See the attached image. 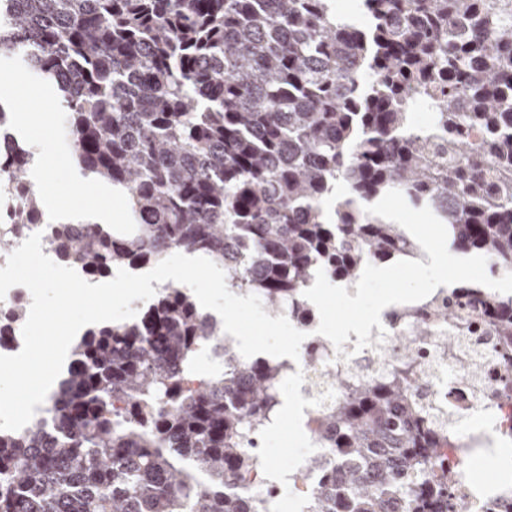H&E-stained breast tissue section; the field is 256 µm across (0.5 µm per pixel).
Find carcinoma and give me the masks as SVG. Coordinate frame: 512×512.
<instances>
[{"label": "carcinoma", "instance_id": "1", "mask_svg": "<svg viewBox=\"0 0 512 512\" xmlns=\"http://www.w3.org/2000/svg\"><path fill=\"white\" fill-rule=\"evenodd\" d=\"M0 0V55L60 97L77 168L126 199L130 224H56L60 261L93 278L171 252L224 267L274 312L321 268L350 282L416 244L365 212L398 189L453 245L512 268V0ZM432 106L418 128V98ZM0 99V166L34 152ZM347 187L333 216L323 200ZM44 213L37 194L18 223ZM467 298L512 339V296ZM221 365L202 374L203 353ZM279 360H243L216 319L166 287L141 319L88 329L42 420L0 430V512H243L231 476L277 407ZM398 377L363 378L318 419L344 467L310 512H463L453 435Z\"/></svg>", "mask_w": 512, "mask_h": 512}]
</instances>
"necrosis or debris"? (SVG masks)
Instances as JSON below:
<instances>
[{
  "mask_svg": "<svg viewBox=\"0 0 512 512\" xmlns=\"http://www.w3.org/2000/svg\"><path fill=\"white\" fill-rule=\"evenodd\" d=\"M30 304L31 296L22 286L11 288L0 301V322L9 328L7 339L0 342V355H13L21 350L22 324L14 320L13 310ZM449 304L467 327L462 338L464 349L481 361L478 375L466 381L456 379L455 363L440 344L448 327L435 318L434 312ZM283 314L296 329L307 334L300 346L298 362L286 365L288 377L285 381L292 396L304 404L306 451L289 455L288 464L283 468L288 480L278 484L268 477L270 455L266 447L251 448L254 469L246 478L234 482L248 505L284 494L295 512H309L318 481L317 475L309 469L310 458L314 455L326 460L333 457L328 441L317 429L316 418L322 410L335 404L341 394L339 386L321 382L320 372H331L341 378L363 372L376 376L404 368L406 355L410 352L415 355L413 370L419 375V392L430 407L451 418L449 426L455 433V445L440 449L439 457L455 473L456 493L468 499L471 512H499L505 499H512V467L498 469L496 479L481 487L473 485L467 474L471 457L484 454L488 446L487 440L474 432L476 421H483L498 440L512 445V400L497 394L499 384L512 379V358L501 356L495 327L481 308L461 303L458 294L448 287L435 290L419 302L393 305L383 311L381 328L371 329V347L359 351L354 341L344 343L342 349L349 354L345 360L337 357V350L326 337L317 334L319 316L312 305L301 307L289 303ZM417 322L430 327L428 338L411 336V327Z\"/></svg>",
  "mask_w": 512,
  "mask_h": 512,
  "instance_id": "1",
  "label": "necrosis or debris"
}]
</instances>
